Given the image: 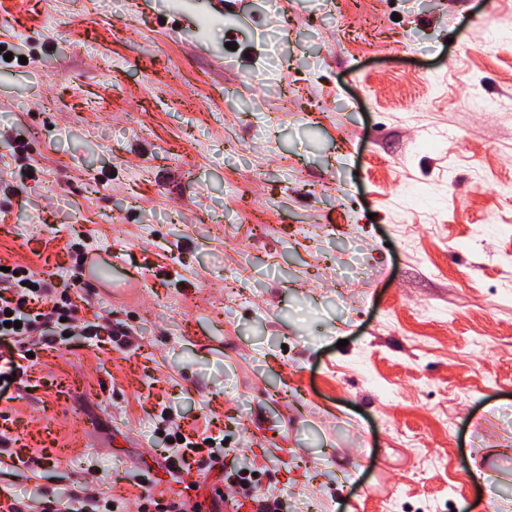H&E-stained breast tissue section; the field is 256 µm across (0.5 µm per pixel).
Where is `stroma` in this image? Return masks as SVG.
<instances>
[{"label": "stroma", "instance_id": "35a3bbf8", "mask_svg": "<svg viewBox=\"0 0 512 512\" xmlns=\"http://www.w3.org/2000/svg\"><path fill=\"white\" fill-rule=\"evenodd\" d=\"M0 43V260L128 333L43 352L0 489L136 512L180 432L288 512H503L512 0H0Z\"/></svg>", "mask_w": 512, "mask_h": 512}]
</instances>
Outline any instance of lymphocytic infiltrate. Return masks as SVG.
<instances>
[{
  "label": "lymphocytic infiltrate",
  "instance_id": "lymphocytic-infiltrate-1",
  "mask_svg": "<svg viewBox=\"0 0 512 512\" xmlns=\"http://www.w3.org/2000/svg\"><path fill=\"white\" fill-rule=\"evenodd\" d=\"M74 310L68 293L52 295L49 283L27 267L0 271L1 401H13L15 388L30 387L40 354L55 349L61 321Z\"/></svg>",
  "mask_w": 512,
  "mask_h": 512
}]
</instances>
